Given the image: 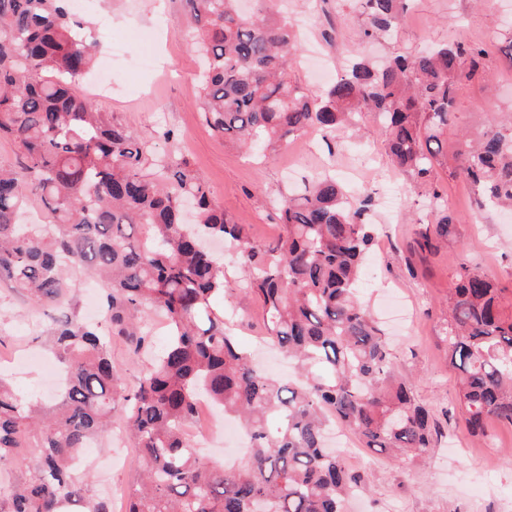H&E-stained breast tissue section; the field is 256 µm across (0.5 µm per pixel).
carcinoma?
Segmentation results:
<instances>
[{
    "label": "carcinoma",
    "mask_w": 512,
    "mask_h": 512,
    "mask_svg": "<svg viewBox=\"0 0 512 512\" xmlns=\"http://www.w3.org/2000/svg\"><path fill=\"white\" fill-rule=\"evenodd\" d=\"M183 18L206 60L200 110L219 136L249 152L344 125H379L396 170L425 185L438 222L419 247L437 248L453 219L431 186L440 136L457 87L485 57L478 45L445 44L376 66L354 59L316 94L288 73L295 47L274 0H183ZM368 40L387 38L405 0H358ZM75 0H0V138L18 164L0 166V283L37 304L63 306L79 273L105 291L106 323L64 311L45 333L61 376L45 403L20 399L0 376V467L17 470L6 487L10 512H111L82 494L80 452L118 426L138 449L142 475L128 512H344L362 489L343 455L326 446L336 423L364 447L419 459L435 448L430 411L398 376L385 334L358 297L372 243L366 214L325 176L279 205L283 231L256 244L224 216L207 182L175 154L100 111L79 91L100 44L76 30ZM458 172L479 204L512 207V118L473 141L460 140ZM40 201L47 222L25 224ZM235 242L237 288L260 302L265 339L297 365L288 382L256 369L214 306L226 294L224 263L201 245ZM502 289L463 262L448 291V356L457 401L472 435L495 419L512 426V315ZM163 317L169 340L131 389L112 362L111 335L135 349L149 343L146 312ZM237 418L250 437L243 461L225 467L201 456L188 428L199 399Z\"/></svg>",
    "instance_id": "carcinoma-1"
}]
</instances>
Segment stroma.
I'll return each mask as SVG.
<instances>
[{
  "instance_id": "stroma-1",
  "label": "stroma",
  "mask_w": 512,
  "mask_h": 512,
  "mask_svg": "<svg viewBox=\"0 0 512 512\" xmlns=\"http://www.w3.org/2000/svg\"><path fill=\"white\" fill-rule=\"evenodd\" d=\"M284 8L299 37L290 72L317 93L327 85L319 66L342 73L356 53L381 60L452 42L484 48L483 65L458 89L454 119L441 136L443 151L433 178L447 196L454 224L437 250L417 245L419 229L437 221L425 203L426 189L393 170L379 133L343 129L327 136L313 128L262 160L215 134L198 106L199 56L179 21L182 0H87L81 16L94 24L102 56H109L113 38H120L123 58L132 67L111 94L93 92L85 83L80 91L149 140L154 154L183 155L230 223L242 225L253 242L279 235L282 196L303 189L322 172L336 175L354 199L370 193L374 243L364 260L359 296L390 335L396 374L411 380L442 436L431 454L415 461H396L360 446L345 450L348 465L365 482L347 512H512V427L493 421L491 439L470 435L456 406V371L444 336L446 298L461 254L494 280L505 312H512V215L480 206L473 187L455 173L460 131L478 135L490 121L512 113V59L499 50L502 33L512 26V0H406L392 39L381 43L362 41L365 20L355 0H285ZM104 16L111 17V27H100ZM391 181L403 188L404 200L388 211L382 196ZM215 304L235 324L243 348L276 375L292 376L287 359L254 344L262 333V314L253 298L236 292ZM50 315L26 295L0 285V359L45 352L34 325L49 323ZM138 467L134 447L115 449L102 440L82 460L85 497L108 498L113 485L136 478Z\"/></svg>"
}]
</instances>
